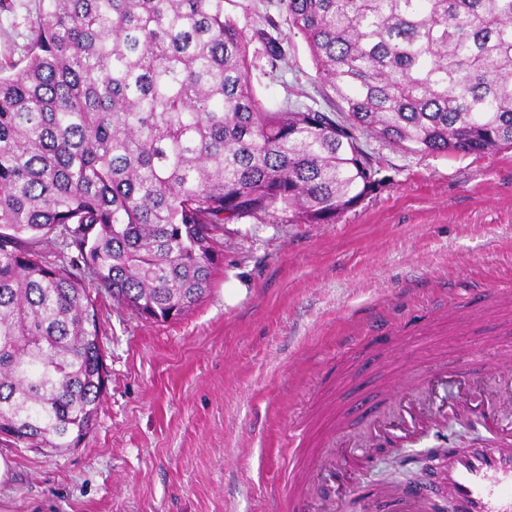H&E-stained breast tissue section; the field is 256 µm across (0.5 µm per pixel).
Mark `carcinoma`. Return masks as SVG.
Returning <instances> with one entry per match:
<instances>
[{"label": "carcinoma", "mask_w": 512, "mask_h": 512, "mask_svg": "<svg viewBox=\"0 0 512 512\" xmlns=\"http://www.w3.org/2000/svg\"><path fill=\"white\" fill-rule=\"evenodd\" d=\"M0 68V440L75 448L106 373L95 297L177 320L218 233L332 224L387 182L361 136L512 146V0H281L338 112L269 106L225 0H39ZM271 70L285 58L265 37ZM54 239L71 258L46 255Z\"/></svg>", "instance_id": "1"}]
</instances>
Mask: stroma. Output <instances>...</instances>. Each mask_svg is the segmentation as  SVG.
<instances>
[{"label": "stroma", "instance_id": "1", "mask_svg": "<svg viewBox=\"0 0 512 512\" xmlns=\"http://www.w3.org/2000/svg\"><path fill=\"white\" fill-rule=\"evenodd\" d=\"M39 0H0V65L18 62ZM246 32L272 17L287 52L270 70L249 45L267 103L332 111L306 41L279 0H231ZM387 184L332 224L287 214L226 224L205 297L185 316L143 320L99 294L106 390L76 448H12L0 512H278L289 439L337 411L366 415L397 358L428 367L435 351L492 368L512 341V300L469 329L432 317L436 300L468 305L512 283V148L422 154L362 139ZM428 442L384 454L345 490L343 512H378L379 486H407Z\"/></svg>", "mask_w": 512, "mask_h": 512}]
</instances>
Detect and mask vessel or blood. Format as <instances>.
<instances>
[{"label": "vessel or blood", "mask_w": 512, "mask_h": 512, "mask_svg": "<svg viewBox=\"0 0 512 512\" xmlns=\"http://www.w3.org/2000/svg\"><path fill=\"white\" fill-rule=\"evenodd\" d=\"M493 374L500 387L496 399L482 400V373L464 359L440 355L432 370L403 365L381 381L374 395L377 419L370 422L369 446L393 438L397 447L438 434L443 424L461 419L493 434L491 448L461 450L449 442L438 445L448 457L443 483L464 512H512V425L504 421V407L512 408V348L504 347ZM452 386L446 397L440 386ZM350 416L337 417L321 435L325 458L303 457L293 449L288 465V512H306L307 492L316 483L350 485L364 467L365 458L348 438ZM393 512H425L427 499L418 489L384 490Z\"/></svg>", "instance_id": "b4317fda"}]
</instances>
